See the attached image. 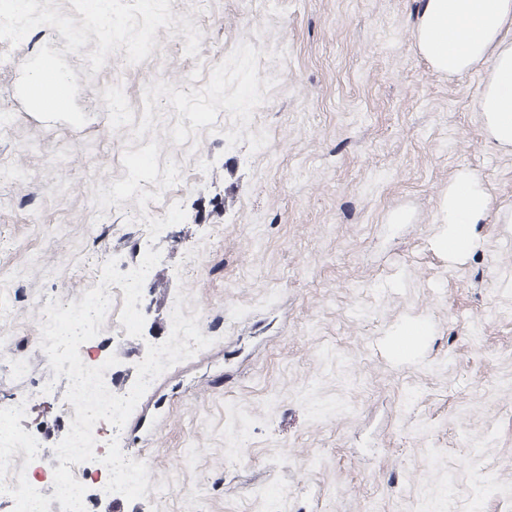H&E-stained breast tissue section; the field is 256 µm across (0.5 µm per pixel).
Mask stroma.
I'll use <instances>...</instances> for the list:
<instances>
[{
  "instance_id": "35a3bbf8",
  "label": "stroma",
  "mask_w": 512,
  "mask_h": 512,
  "mask_svg": "<svg viewBox=\"0 0 512 512\" xmlns=\"http://www.w3.org/2000/svg\"><path fill=\"white\" fill-rule=\"evenodd\" d=\"M170 9L201 30L196 56L179 24L141 63L120 50L97 72L93 38L78 54L44 26L0 41V339L28 364L19 377L0 360V401L27 399L20 426L58 468L68 384L39 309L77 300L85 263L144 244L161 258L143 334L121 335L113 300L98 354L134 379L179 295L213 343L166 370L117 438L146 462L149 492L90 512H512V151L484 130L481 70L430 67L417 0ZM46 45L77 76L82 127L17 96ZM174 126L172 151L147 150ZM143 172L160 195H113ZM461 172L490 205L452 256L443 200Z\"/></svg>"
}]
</instances>
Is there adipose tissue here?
<instances>
[{
	"label": "adipose tissue",
	"mask_w": 512,
	"mask_h": 512,
	"mask_svg": "<svg viewBox=\"0 0 512 512\" xmlns=\"http://www.w3.org/2000/svg\"><path fill=\"white\" fill-rule=\"evenodd\" d=\"M415 39L437 72L482 70L485 125L495 143L512 148V0H419ZM488 208L482 181L459 174L444 203L449 252L470 246L472 227L483 222Z\"/></svg>",
	"instance_id": "ef3b65f1"
}]
</instances>
